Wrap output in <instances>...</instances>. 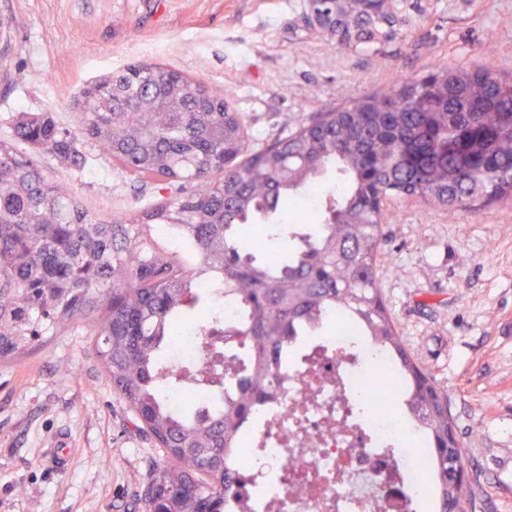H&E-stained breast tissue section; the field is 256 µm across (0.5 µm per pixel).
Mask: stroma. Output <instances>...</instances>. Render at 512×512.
I'll use <instances>...</instances> for the list:
<instances>
[{
  "label": "stroma",
  "mask_w": 512,
  "mask_h": 512,
  "mask_svg": "<svg viewBox=\"0 0 512 512\" xmlns=\"http://www.w3.org/2000/svg\"><path fill=\"white\" fill-rule=\"evenodd\" d=\"M12 52L1 68L0 141L49 115L78 128L77 94L131 63H160L225 94L254 148L350 94L492 53L512 75V0H395L397 35L377 55L311 27L304 0H0ZM493 45H486V36ZM79 165L37 155L90 215L109 220L167 197L78 139ZM386 226L380 289L406 347L448 394L465 451L468 512H512V202L476 214L401 199ZM94 327L39 336L0 361V512H144L141 480L167 458L135 430L95 353ZM68 451L53 468L52 449Z\"/></svg>",
  "instance_id": "1"
}]
</instances>
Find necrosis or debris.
I'll list each match as a JSON object with an SVG mask.
<instances>
[{
	"label": "necrosis or debris",
	"instance_id": "necrosis-or-debris-1",
	"mask_svg": "<svg viewBox=\"0 0 512 512\" xmlns=\"http://www.w3.org/2000/svg\"><path fill=\"white\" fill-rule=\"evenodd\" d=\"M320 353L291 375L278 402L262 407L236 469L238 512H411L427 480L423 433L394 399L403 385L365 402L364 389L390 359L351 325L325 320ZM407 426L411 448L399 440ZM317 443L307 446L309 434Z\"/></svg>",
	"mask_w": 512,
	"mask_h": 512
}]
</instances>
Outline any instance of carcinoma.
Here are the masks:
<instances>
[{
	"mask_svg": "<svg viewBox=\"0 0 512 512\" xmlns=\"http://www.w3.org/2000/svg\"><path fill=\"white\" fill-rule=\"evenodd\" d=\"M305 9L345 51L378 53L396 35L393 0H305ZM464 128L467 150L448 152ZM80 133L141 182L178 184L177 195L97 221L32 156L0 142V357L94 318L112 389L169 459L147 478L142 501L158 494L177 512H202L213 500L229 512L246 427L285 391L288 359L330 312L381 345L403 379L426 429L434 510L468 501L435 452L453 427L448 394L399 336L378 257L387 200L478 211L512 199V78L489 62L437 66L349 96L251 151L224 95L142 62L84 90ZM16 137L78 161L76 137L49 115L22 116ZM330 167L341 179L320 206L323 223L283 227L277 214ZM226 301L240 310L227 327ZM201 306L203 357L165 364Z\"/></svg>",
	"mask_w": 512,
	"mask_h": 512,
	"instance_id": "carcinoma-1",
	"label": "carcinoma"
}]
</instances>
